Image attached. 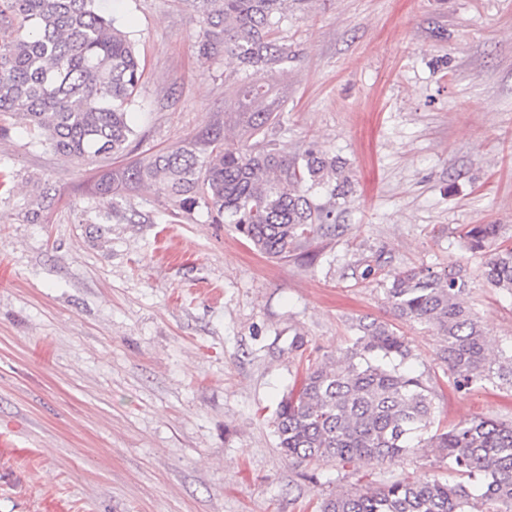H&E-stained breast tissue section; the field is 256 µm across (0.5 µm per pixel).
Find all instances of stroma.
Wrapping results in <instances>:
<instances>
[{"label":"stroma","mask_w":512,"mask_h":512,"mask_svg":"<svg viewBox=\"0 0 512 512\" xmlns=\"http://www.w3.org/2000/svg\"><path fill=\"white\" fill-rule=\"evenodd\" d=\"M135 43L131 151L82 164L5 118L0 133V512H314L342 490L447 477L425 450L376 464L291 460L273 413L302 370L349 347L358 321L405 337L435 390L436 427L512 421V390L456 388L425 323L380 282L463 267L490 349L512 344V295L462 234L512 244V0H290L297 56L263 77L198 49L190 0H96ZM279 118L250 134L242 115ZM316 146L352 181L338 227L267 258L156 187L108 212L102 174L176 144ZM47 189L41 216L27 203ZM497 225L495 224H474L464 233L463 238L469 251L474 254L482 253L487 244L497 238Z\"/></svg>","instance_id":"stroma-1"}]
</instances>
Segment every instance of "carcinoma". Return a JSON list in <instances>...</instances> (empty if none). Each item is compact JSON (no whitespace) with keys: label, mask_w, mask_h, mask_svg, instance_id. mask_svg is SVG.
<instances>
[{"label":"carcinoma","mask_w":512,"mask_h":512,"mask_svg":"<svg viewBox=\"0 0 512 512\" xmlns=\"http://www.w3.org/2000/svg\"><path fill=\"white\" fill-rule=\"evenodd\" d=\"M202 17L199 51L225 54L257 81L296 57L273 32L286 18L287 0H193ZM129 35L101 15L96 0H0V115L21 120L56 153L77 162L129 151L130 107L141 80ZM276 114L250 112L256 133ZM184 144L133 162L95 184L112 209L121 188L155 185L184 212L205 207L218 224H231L259 253L283 260L333 218L336 200L351 192L341 167L311 146L288 158L274 149ZM463 238L482 253L497 225L474 224ZM493 287L512 295V247L482 267ZM471 280L461 268H411L382 281L393 310L433 326L442 337L438 358L453 384L483 381L512 388V346L493 366L485 332L461 302ZM352 345L332 366L307 370L275 411V434L290 459L382 463L432 449L448 471L480 477L481 499L459 483L399 479L380 487L340 491L318 512H512V424L470 419L433 429V387L403 371L412 357L406 339L383 322L361 321Z\"/></svg>","instance_id":"1"}]
</instances>
